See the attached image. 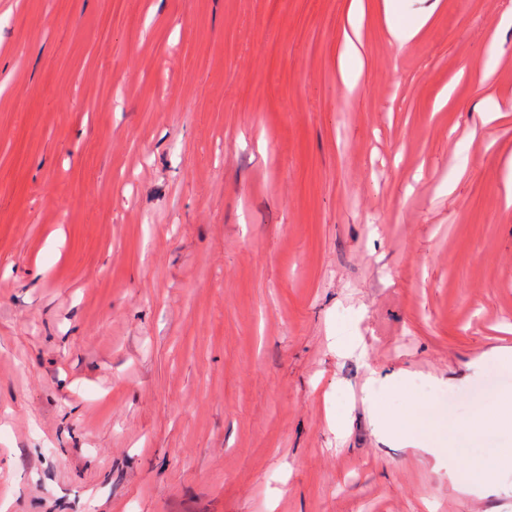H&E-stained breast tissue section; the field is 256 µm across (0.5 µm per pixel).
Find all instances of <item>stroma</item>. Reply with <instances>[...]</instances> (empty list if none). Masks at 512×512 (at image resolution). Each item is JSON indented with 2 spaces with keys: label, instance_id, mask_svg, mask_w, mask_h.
Instances as JSON below:
<instances>
[{
  "label": "stroma",
  "instance_id": "1",
  "mask_svg": "<svg viewBox=\"0 0 512 512\" xmlns=\"http://www.w3.org/2000/svg\"><path fill=\"white\" fill-rule=\"evenodd\" d=\"M399 4L0 0V512H512L451 475L512 431L364 401L512 389V0ZM398 10V4L395 0L385 1V11L388 25L393 38L399 43H406L411 40L418 32L419 24L397 25L391 22L390 16L395 17ZM353 35L357 38L355 30ZM354 37L345 30L343 51L340 55L342 79L349 89L354 87L362 67L360 51ZM367 380L366 402L368 414L380 435L386 439L405 442L415 448H423L436 457L447 460L448 465L453 460V449L444 435L448 430V420L442 419L431 423L428 415L432 412V405L428 403H415L411 411L403 416H394L386 412L382 391L388 384L380 377L374 376Z\"/></svg>",
  "mask_w": 512,
  "mask_h": 512
}]
</instances>
